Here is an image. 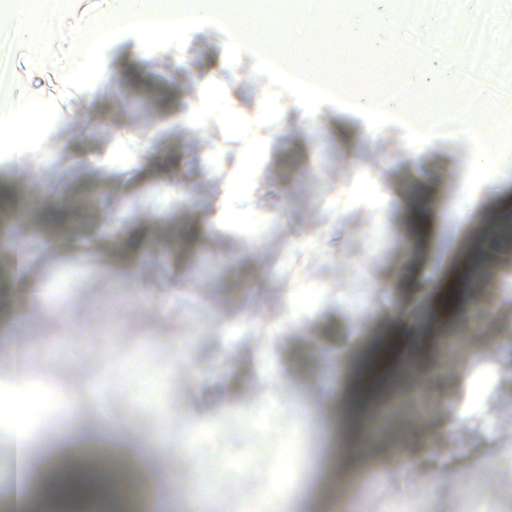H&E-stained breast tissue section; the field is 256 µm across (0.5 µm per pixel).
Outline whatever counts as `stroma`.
<instances>
[{
    "label": "stroma",
    "mask_w": 512,
    "mask_h": 512,
    "mask_svg": "<svg viewBox=\"0 0 512 512\" xmlns=\"http://www.w3.org/2000/svg\"><path fill=\"white\" fill-rule=\"evenodd\" d=\"M438 4L414 0L395 20L381 0L361 14L328 0L281 12L255 0L245 17L256 32L282 29L284 49L298 52L316 42L315 20H343L353 38L333 71L347 80L372 70L365 90L465 77L448 46L458 25L487 26L493 64L475 76V93L483 113H496L501 97L486 89L503 85L496 63L512 0ZM392 27L409 44L430 39L419 70L380 39ZM83 45L57 40L56 66L33 65L22 46L0 52L13 99L0 133L24 120V107L45 111L24 153L0 146V183L28 192L0 237L29 243L25 274L44 286L15 327L16 260L0 248V390L12 381L13 343L31 340L30 383L53 391L27 414L35 446L55 447L77 397L74 437L99 456L115 436L140 449L150 462L131 468L135 485L160 487L177 512H198L174 487L196 476L214 512H241L257 494L291 512H337L343 499L351 512H499L512 484V292L501 286L512 235L495 217L512 213V166L487 156L512 151V131L494 143L439 122L436 143L419 152L406 112L420 103L431 116L455 111L446 95H411L388 112L342 92L311 104L230 24L158 52L121 37L104 76L62 97L60 68ZM59 194L78 210L51 224ZM225 210L234 221H222ZM109 216L117 224L103 228ZM442 244L462 259L480 249L474 287L455 289L451 302L442 288L384 290L415 266L439 276ZM132 264L134 296L119 286ZM391 339L403 352L376 389L361 456H349L342 434L329 448L336 466L313 473L326 449L321 425L343 413L330 394L337 356L362 368ZM181 341L193 362L175 369ZM241 409L267 435L293 433L291 458L255 459L251 435L225 442ZM410 455L424 465L407 468Z\"/></svg>",
    "instance_id": "stroma-1"
}]
</instances>
